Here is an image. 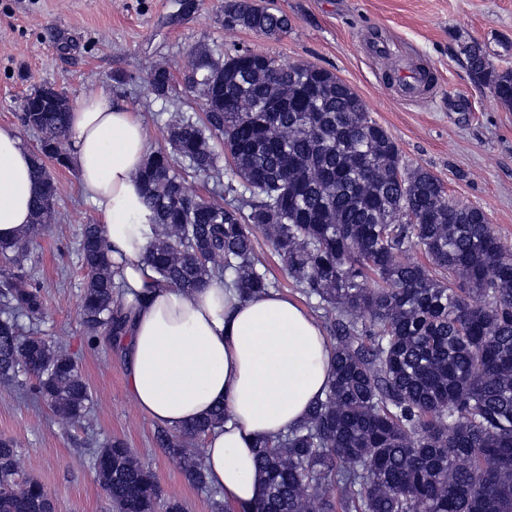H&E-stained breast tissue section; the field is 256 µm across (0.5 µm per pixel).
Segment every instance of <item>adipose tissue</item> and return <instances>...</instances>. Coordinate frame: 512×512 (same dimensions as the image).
<instances>
[{
	"mask_svg": "<svg viewBox=\"0 0 512 512\" xmlns=\"http://www.w3.org/2000/svg\"><path fill=\"white\" fill-rule=\"evenodd\" d=\"M85 194L104 221L129 319L127 372L138 408L181 429L224 406L205 438L209 485L228 504L260 498L255 447L300 425L323 398L331 349L317 320L276 290L239 297L223 281L188 294L160 285L147 262L152 240L138 170L154 151L142 122L106 89L84 95L66 133ZM32 154L0 127V241L17 240L39 191Z\"/></svg>",
	"mask_w": 512,
	"mask_h": 512,
	"instance_id": "obj_1",
	"label": "adipose tissue"
}]
</instances>
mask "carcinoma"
Segmentation results:
<instances>
[{
    "label": "carcinoma",
    "instance_id": "1",
    "mask_svg": "<svg viewBox=\"0 0 512 512\" xmlns=\"http://www.w3.org/2000/svg\"><path fill=\"white\" fill-rule=\"evenodd\" d=\"M222 24L279 38L291 20L259 0H224ZM462 53L472 77L512 110V69L497 68L476 40ZM192 56L184 84L202 93L204 112L169 123L170 150L154 152L138 174L150 267L188 293L219 279L249 298L273 286L255 254L259 231L303 294L334 315L324 398L299 427L258 444L257 512H512V247L484 210L447 199L429 171L406 169L388 132L332 72L279 63L271 79L267 55L248 48L219 61L198 44ZM150 85L168 98L169 70L154 68ZM276 99L286 106L267 111ZM71 110L39 88L20 107L21 125L40 134V191L26 235L0 242L6 259L53 219L58 186L46 160L67 164ZM178 162L214 181L210 197L186 190ZM225 194L233 202L214 200ZM409 205L414 223L403 220ZM414 248L427 262L403 259ZM81 262L86 334L116 339L126 317L101 225H82ZM42 314L28 275L1 268L0 382L82 421L91 395L71 355L20 338L18 318ZM225 417L218 407L179 434L157 430L189 482L206 485L201 451L186 444ZM94 470L115 512H185L120 441L95 453ZM19 473L18 450L1 441L0 512H56L46 487Z\"/></svg>",
    "mask_w": 512,
    "mask_h": 512
}]
</instances>
